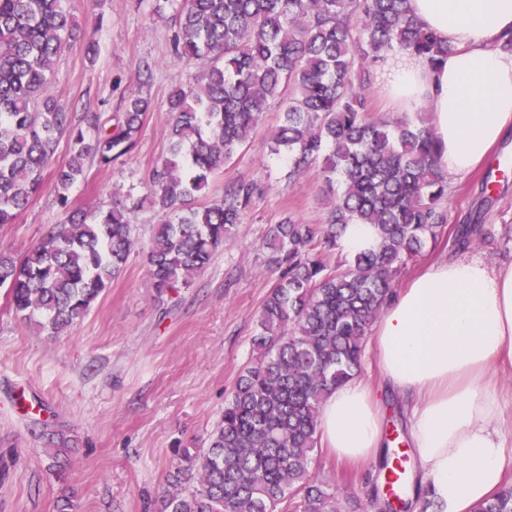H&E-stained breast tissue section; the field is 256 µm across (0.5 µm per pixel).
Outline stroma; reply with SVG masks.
<instances>
[{
    "label": "stroma",
    "instance_id": "obj_1",
    "mask_svg": "<svg viewBox=\"0 0 512 512\" xmlns=\"http://www.w3.org/2000/svg\"><path fill=\"white\" fill-rule=\"evenodd\" d=\"M65 7L77 30L54 62L51 84L65 111L112 117L122 93L137 89L140 63L153 64L146 92L154 109L135 148L107 168L88 161L84 179L69 192L71 206L106 210L145 196L149 172L167 155L168 94L201 75L204 65L173 53L171 24L153 0H67ZM90 39L98 46L92 61L85 53ZM279 118V106L270 104L248 143L212 179V200L240 178L257 183L259 192L244 223L188 286L154 292L147 257L161 216L146 204L131 214L136 245L123 270L72 327L37 331L0 288V512H54L66 486L77 492L80 512H147L181 450L204 446L252 357L258 312L278 278L265 265L269 230L288 215L325 221L322 179L313 171L288 177L270 152ZM443 206L452 226L479 214L482 239L462 247L439 236L402 270L400 285L450 256H478L492 267L512 261V133L487 167L449 181ZM64 218L53 182L45 181L15 223L0 225V256L21 258ZM44 429L68 441L65 482L47 469ZM313 472L343 504L379 481L378 465L343 466L323 448Z\"/></svg>",
    "mask_w": 512,
    "mask_h": 512
}]
</instances>
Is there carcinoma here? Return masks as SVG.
Segmentation results:
<instances>
[{"instance_id":"obj_1","label":"carcinoma","mask_w":512,"mask_h":512,"mask_svg":"<svg viewBox=\"0 0 512 512\" xmlns=\"http://www.w3.org/2000/svg\"><path fill=\"white\" fill-rule=\"evenodd\" d=\"M65 0H0V225L14 223L51 170L68 209L19 260L0 257V288L15 313L58 333L74 325L119 274L135 247L128 208H70V189L92 158L109 167L135 147L151 99L125 96L106 125L97 112L73 123L49 92L52 66L75 24ZM172 8V48L204 59L200 79L168 95V155L153 168L148 198L163 215L149 253L159 295L188 284L245 219L251 181L224 185V199L198 198L247 143L273 100L285 103L271 151L298 176L313 164L331 193L327 227L291 217L265 241L280 276L252 337L255 357L224 401L204 448H186L169 472L157 512H340L336 495L313 476L323 398L356 376L371 328L397 293L402 268L446 230L448 181L436 167L430 125L404 116H369L362 87L385 54L411 51L431 63L445 49L407 0H155ZM70 159L50 168L59 136ZM348 224H371L375 249L331 265ZM482 233L458 225L457 244ZM50 468L65 471L64 438L50 436ZM65 490L54 512H76ZM472 512H512V484Z\"/></svg>"}]
</instances>
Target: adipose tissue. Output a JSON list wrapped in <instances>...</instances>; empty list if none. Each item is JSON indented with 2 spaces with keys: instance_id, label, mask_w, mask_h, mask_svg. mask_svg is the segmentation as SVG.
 Returning <instances> with one entry per match:
<instances>
[{
  "instance_id": "ef3b65f1",
  "label": "adipose tissue",
  "mask_w": 512,
  "mask_h": 512,
  "mask_svg": "<svg viewBox=\"0 0 512 512\" xmlns=\"http://www.w3.org/2000/svg\"><path fill=\"white\" fill-rule=\"evenodd\" d=\"M411 13L448 53L438 65L393 52L378 85L401 112L425 109L437 165L462 177L484 164L512 127V0H408ZM369 346L380 375L408 400L407 432L420 480L442 512H471L512 466L505 396L496 366L512 359V264L452 257L419 273L374 324ZM319 431L337 460L375 461L384 414L355 377L322 405Z\"/></svg>"
}]
</instances>
